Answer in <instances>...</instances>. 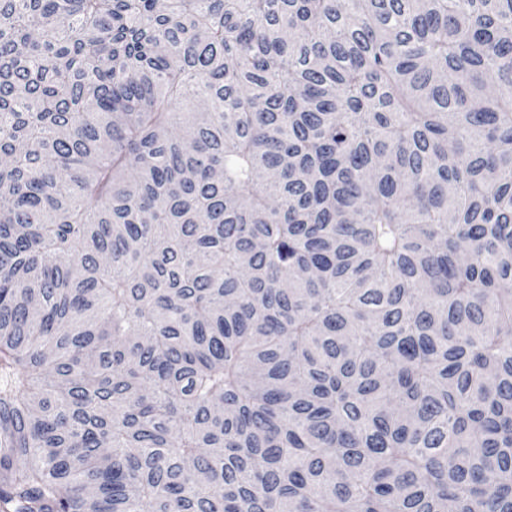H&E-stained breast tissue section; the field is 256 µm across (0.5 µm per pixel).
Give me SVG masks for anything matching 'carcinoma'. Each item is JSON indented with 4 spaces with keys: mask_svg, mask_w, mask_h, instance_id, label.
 <instances>
[{
    "mask_svg": "<svg viewBox=\"0 0 512 512\" xmlns=\"http://www.w3.org/2000/svg\"><path fill=\"white\" fill-rule=\"evenodd\" d=\"M0 512H512V0H0Z\"/></svg>",
    "mask_w": 512,
    "mask_h": 512,
    "instance_id": "obj_1",
    "label": "carcinoma"
}]
</instances>
